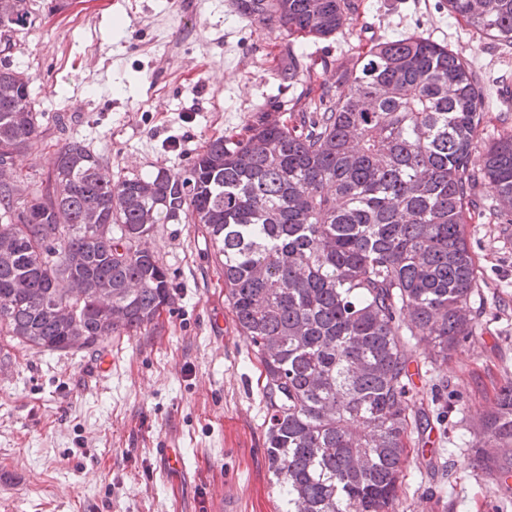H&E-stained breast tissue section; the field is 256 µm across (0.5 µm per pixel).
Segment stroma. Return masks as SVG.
Here are the masks:
<instances>
[{
	"mask_svg": "<svg viewBox=\"0 0 512 512\" xmlns=\"http://www.w3.org/2000/svg\"><path fill=\"white\" fill-rule=\"evenodd\" d=\"M342 32L308 40L249 23L233 0H30L25 27L0 32V66L24 72L38 111L65 133L21 154L47 171L63 137L98 150L113 177L187 168L219 136L242 138L261 113L290 116L380 39L417 35L471 61L485 95L512 90V44L478 37L445 0H354ZM123 23L115 37L114 20ZM294 84L279 72L289 54ZM478 271L480 329L448 365L414 382L438 389L442 421L413 438L406 512H512L455 438L512 378V224L465 227ZM173 302L156 327L91 348L39 351L0 338V512H277L268 470L261 366L225 299L204 225L160 224L147 241ZM109 357V372L94 364ZM179 466L160 470L158 449Z\"/></svg>",
	"mask_w": 512,
	"mask_h": 512,
	"instance_id": "stroma-1",
	"label": "stroma"
}]
</instances>
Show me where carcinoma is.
<instances>
[{
    "label": "carcinoma",
    "instance_id": "cac0c4a2",
    "mask_svg": "<svg viewBox=\"0 0 512 512\" xmlns=\"http://www.w3.org/2000/svg\"><path fill=\"white\" fill-rule=\"evenodd\" d=\"M0 17L23 26L27 0ZM476 35L512 43V0H445ZM255 24L325 39L351 0H235ZM0 167L43 143L29 78L0 69ZM491 102L465 57L421 37L379 40L291 124L262 113L217 137L182 172L112 180L81 139L39 176L0 180V336L66 350L158 322L167 273L140 243L158 224H202L224 258L239 332L264 374L266 454L280 512H402L413 433L429 426L409 365L436 370L474 335L479 278L464 224L489 182L512 224V129L470 169ZM108 288L112 321L93 295ZM489 478L512 475V380L479 423Z\"/></svg>",
    "mask_w": 512,
    "mask_h": 512
}]
</instances>
